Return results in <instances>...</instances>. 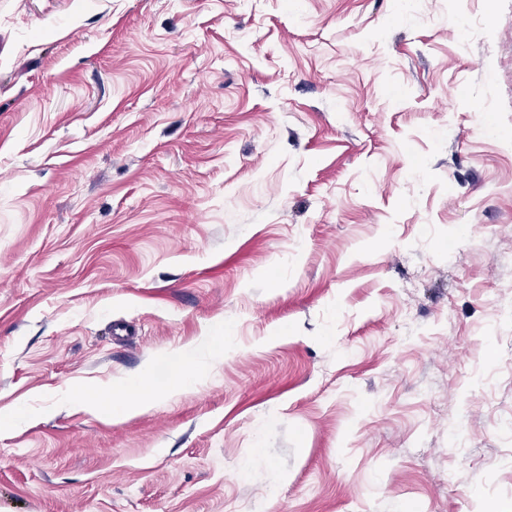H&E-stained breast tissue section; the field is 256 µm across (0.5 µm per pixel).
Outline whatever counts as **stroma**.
I'll return each mask as SVG.
<instances>
[{"instance_id": "35a3bbf8", "label": "stroma", "mask_w": 512, "mask_h": 512, "mask_svg": "<svg viewBox=\"0 0 512 512\" xmlns=\"http://www.w3.org/2000/svg\"><path fill=\"white\" fill-rule=\"evenodd\" d=\"M510 253L512 0H0V512H512ZM198 357L193 349L184 350L179 362L171 367L169 374V386L175 389H186L192 386L196 379ZM154 389L152 381L144 377L128 384L120 398H114L108 392L86 393L83 396L89 395L112 410L113 417L121 418L137 408L145 406Z\"/></svg>"}]
</instances>
